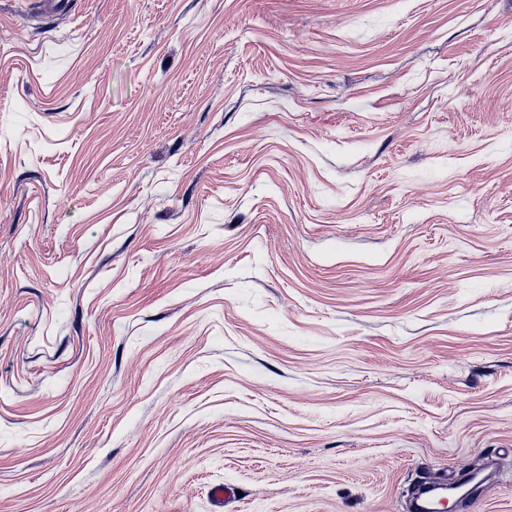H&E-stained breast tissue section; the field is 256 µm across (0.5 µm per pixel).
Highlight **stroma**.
I'll return each instance as SVG.
<instances>
[{
  "mask_svg": "<svg viewBox=\"0 0 512 512\" xmlns=\"http://www.w3.org/2000/svg\"><path fill=\"white\" fill-rule=\"evenodd\" d=\"M512 512V0H0V512ZM484 485L485 481L478 480L475 474H467L457 478L454 475L448 479V491L456 495L461 502L467 500L473 490L476 491Z\"/></svg>",
  "mask_w": 512,
  "mask_h": 512,
  "instance_id": "1",
  "label": "stroma"
}]
</instances>
